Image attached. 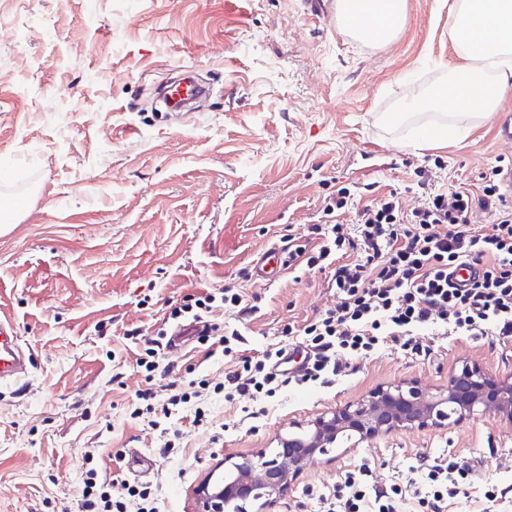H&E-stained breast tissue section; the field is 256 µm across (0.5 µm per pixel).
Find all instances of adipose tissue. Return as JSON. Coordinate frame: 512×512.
Segmentation results:
<instances>
[{
  "mask_svg": "<svg viewBox=\"0 0 512 512\" xmlns=\"http://www.w3.org/2000/svg\"><path fill=\"white\" fill-rule=\"evenodd\" d=\"M404 0H338L342 33L369 40L393 35L403 18ZM448 39L460 58L434 104L452 116L495 111L512 86V0H460L448 22Z\"/></svg>",
  "mask_w": 512,
  "mask_h": 512,
  "instance_id": "obj_1",
  "label": "adipose tissue"
}]
</instances>
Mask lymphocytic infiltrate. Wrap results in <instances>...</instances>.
<instances>
[{
    "instance_id": "lymphocytic-infiltrate-1",
    "label": "lymphocytic infiltrate",
    "mask_w": 512,
    "mask_h": 512,
    "mask_svg": "<svg viewBox=\"0 0 512 512\" xmlns=\"http://www.w3.org/2000/svg\"><path fill=\"white\" fill-rule=\"evenodd\" d=\"M420 186L422 202L409 211L394 193L355 208L350 188L339 187L324 199L316 251L289 243V264L329 272L339 296L334 308L301 329L310 353L302 381L330 383L340 369L338 354L366 356L390 341L411 353L428 354L417 335L429 326L475 333L493 325L512 335V207L503 202L496 177H488L477 194L463 187L437 190L428 174ZM350 210L356 213L354 223H343L342 215ZM480 211L491 214L492 224L482 233L468 231ZM468 261L479 264V273L463 285L454 284L452 272ZM227 305L239 314L248 312L241 295L227 287L172 308L169 318L196 319ZM200 342L216 343L222 355L234 359L235 370L215 385L201 380L171 389L162 400L152 389L140 390L131 418L147 412L167 418L173 411L189 410L193 425L199 426L206 417L199 404L209 393L228 402L261 400L288 384L280 369L284 347L247 354L240 332L217 324ZM81 502L83 512H155L147 491L131 488L126 496H113L110 484L98 481L93 469L83 481Z\"/></svg>"
}]
</instances>
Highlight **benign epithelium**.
<instances>
[{
  "label": "benign epithelium",
  "mask_w": 512,
  "mask_h": 512,
  "mask_svg": "<svg viewBox=\"0 0 512 512\" xmlns=\"http://www.w3.org/2000/svg\"><path fill=\"white\" fill-rule=\"evenodd\" d=\"M512 424V373L501 375L464 363L438 389L414 382L378 387L358 401L321 414L310 428L282 436L274 456L261 451L230 462L232 480L199 492V512H224L234 502L268 505L279 500L308 463L331 450L402 430L457 426L489 410Z\"/></svg>",
  "instance_id": "7a95c632"
}]
</instances>
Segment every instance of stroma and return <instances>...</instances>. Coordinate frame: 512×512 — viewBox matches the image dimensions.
<instances>
[{
  "mask_svg": "<svg viewBox=\"0 0 512 512\" xmlns=\"http://www.w3.org/2000/svg\"><path fill=\"white\" fill-rule=\"evenodd\" d=\"M456 3L405 0L394 37L360 42L312 19L309 0H0V311L34 359L25 381L0 384V512H80L89 468L117 494L150 487L158 512H197L225 457L276 447L376 387L436 389L465 362L512 373V336L429 327L428 355L391 341L341 357L332 384L293 383L265 406L218 396L206 428L128 415L140 389L163 396L233 371L194 341L163 351L152 378L136 365L169 306L204 289H238L251 306L211 316L251 352L301 345L283 329L337 303L327 273L270 282L254 267L283 239H310L336 187L366 201L395 190L409 209L421 170L440 188H475L512 162L497 135L512 88L490 117L458 120L459 139L427 138L449 122L428 99L458 62ZM183 66L210 96L192 112L153 111ZM130 448L153 456L149 474L127 469ZM434 463L466 468L443 512H512V425L491 412L336 449L258 512H319L363 469L368 490L400 489L395 512H423Z\"/></svg>",
  "mask_w": 512,
  "mask_h": 512,
  "instance_id": "obj_1",
  "label": "stroma"
}]
</instances>
